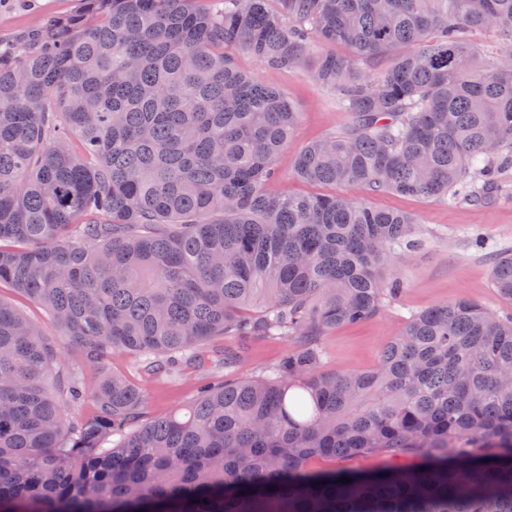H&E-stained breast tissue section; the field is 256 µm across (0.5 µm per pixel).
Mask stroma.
Segmentation results:
<instances>
[{"label": "stroma", "instance_id": "1", "mask_svg": "<svg viewBox=\"0 0 512 512\" xmlns=\"http://www.w3.org/2000/svg\"><path fill=\"white\" fill-rule=\"evenodd\" d=\"M83 8L84 0H0V37L17 36L50 17L80 14ZM232 56L240 70L276 86L300 114L296 130L276 158L279 177L267 184V192H312V185L294 177V161L307 143L346 128V113L338 110L335 95L314 81L310 65L272 70L261 67L245 52L236 50ZM345 194L378 208L415 215L423 240L420 249L392 266L391 273L402 282L403 290L385 310L364 322L336 328L323 337L324 371L374 368L384 347L400 336L414 313L446 302L470 298L493 312L512 310V301L503 298L490 281L496 256L512 251V176L504 180L493 199L479 206L397 193L373 195L357 187L346 189ZM474 234L485 240V249L471 246L470 237ZM224 344L245 349L238 368L242 375L277 362L290 347L287 340L266 338L243 344L228 338ZM64 365L91 387L103 373L113 370L126 375L147 391L146 416L150 419L183 412L198 397L203 381L220 382L228 376L223 354L218 350L210 353L204 368L183 367L167 374L150 375L143 368L142 356L117 353L105 364L96 365L87 362L76 346L69 345L64 349Z\"/></svg>", "mask_w": 512, "mask_h": 512}]
</instances>
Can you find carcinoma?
<instances>
[{
	"instance_id": "obj_1",
	"label": "carcinoma",
	"mask_w": 512,
	"mask_h": 512,
	"mask_svg": "<svg viewBox=\"0 0 512 512\" xmlns=\"http://www.w3.org/2000/svg\"><path fill=\"white\" fill-rule=\"evenodd\" d=\"M194 2L87 0L95 24L0 40V286L98 365L201 366L226 336L292 349L134 429L147 396L117 374L68 415L86 391L64 346L0 298V512H512V314L448 302L375 368L320 370L327 331L401 292L385 271L416 221L267 194L299 113L226 53L315 56L348 128L300 151L299 180L480 204L512 169V0ZM475 29L504 49L481 60ZM491 281L512 299V254ZM362 455L419 464L309 467ZM1 295L3 298H7V299H11V300L15 301V304L17 305V307L21 310V312L28 319H30L33 322L43 325L47 329L48 332H50L54 335H57V336H52L57 341L61 342L63 340V336H58L62 332L51 324L47 313L39 304L29 301V300H26V299L18 298L8 288H2Z\"/></svg>"
}]
</instances>
